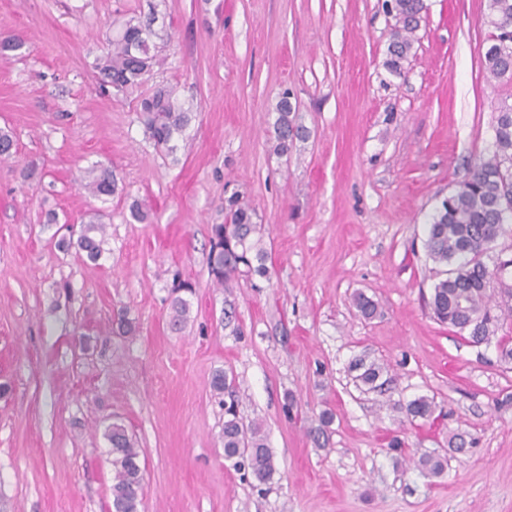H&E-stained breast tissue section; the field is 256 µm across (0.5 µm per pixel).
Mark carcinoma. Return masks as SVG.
Instances as JSON below:
<instances>
[{
    "mask_svg": "<svg viewBox=\"0 0 512 512\" xmlns=\"http://www.w3.org/2000/svg\"><path fill=\"white\" fill-rule=\"evenodd\" d=\"M387 13L395 23L384 66L394 75L401 74L402 63L411 54L415 34L426 20L425 0H386ZM155 17L128 20L109 40L110 51L95 65L102 82L118 91L137 86L163 63L153 41ZM488 24L493 29L491 44L485 52L486 70L494 78L512 76V0H488ZM139 112L154 145L168 152L177 150L176 139L191 122V112L175 96L172 88L160 87L140 101ZM272 123L273 151L286 156L294 141L307 136L296 123L291 94H279ZM494 139L489 157L479 159L471 175L444 197L427 224L424 248L429 259L446 267L444 277L434 284L430 307L434 318L459 330H469L478 343L491 341L499 325L512 319V285L505 275L512 270V257L499 258L493 267L482 260L484 253L506 233L512 223V104L501 103L494 109ZM96 197L117 193L118 178L104 167L88 184ZM256 210L237 195L224 202V223L213 224L209 237V274L214 283L229 287L237 276L269 277L268 252L263 246L265 227L255 222ZM104 225L91 220L80 225L76 244L92 260L103 252ZM170 324L182 330L190 314V302L182 296L172 299ZM353 379L366 392H382L385 367L360 356L349 366ZM433 399L420 396L404 407V416L412 421L433 417ZM103 437L112 455V512H139L142 502L144 468L139 451L127 427L119 420L104 425ZM224 458H240L260 483L273 478L275 465L262 424L245 423L237 405L230 404L224 414ZM447 457L425 454L418 465L438 475L445 470Z\"/></svg>",
    "mask_w": 512,
    "mask_h": 512,
    "instance_id": "1",
    "label": "carcinoma"
}]
</instances>
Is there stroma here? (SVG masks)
I'll list each match as a JSON object with an SVG mask.
<instances>
[{
    "instance_id": "1",
    "label": "stroma",
    "mask_w": 512,
    "mask_h": 512,
    "mask_svg": "<svg viewBox=\"0 0 512 512\" xmlns=\"http://www.w3.org/2000/svg\"><path fill=\"white\" fill-rule=\"evenodd\" d=\"M427 4L395 76L383 0H166L153 24L164 65L119 93L92 63L149 0H0V43L25 42L0 60V131L14 140L0 159V512H108V418L137 443L140 512H512V362L433 319L423 247L440 199L487 155L512 78L485 69L487 0ZM163 85L192 110L173 154L138 112ZM285 89L309 136L280 158L268 139ZM101 165L120 189L97 198L86 185ZM233 191L265 225L272 264L224 289L209 230ZM136 202L147 223L131 222ZM92 215L100 259L59 250ZM177 276L195 289L178 333ZM363 354L388 369L384 406L348 371ZM219 369L243 420L263 426L267 484L224 457ZM419 396L436 419L413 427L394 405ZM327 408L320 445L310 429ZM456 433L476 445L449 452ZM425 453L446 454L442 475L415 466Z\"/></svg>"
}]
</instances>
